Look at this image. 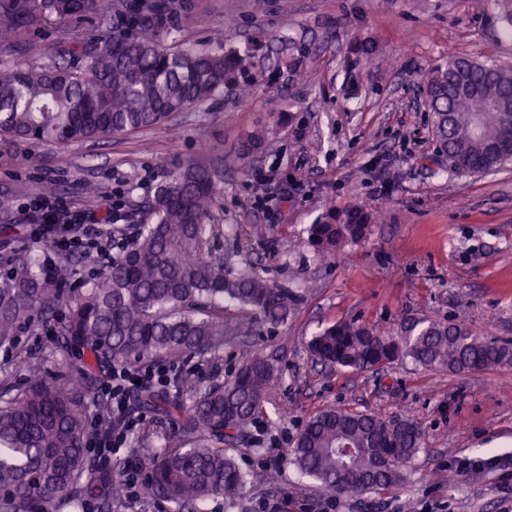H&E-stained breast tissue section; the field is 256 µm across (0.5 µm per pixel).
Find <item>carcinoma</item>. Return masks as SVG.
<instances>
[{
    "label": "carcinoma",
    "instance_id": "obj_1",
    "mask_svg": "<svg viewBox=\"0 0 512 512\" xmlns=\"http://www.w3.org/2000/svg\"><path fill=\"white\" fill-rule=\"evenodd\" d=\"M99 0H0V33L52 19L85 20ZM121 13L135 12L151 26L158 10L141 2L113 0ZM257 37L213 52L174 51L143 35L113 41L98 34L71 49L81 66L0 65V137L44 144L79 143L148 129L175 112L195 107L221 91L247 95L265 74ZM372 53L354 40L347 61ZM310 57L301 39H288L276 70L296 76ZM432 113V134L455 170L491 173L512 161V67L451 56L422 77ZM208 168L187 161L169 171L148 204L155 217L110 265L105 277L71 291L78 263L92 258L69 253L53 278L34 273L32 261L0 256L9 274L0 280V346L15 342L34 316L61 315L55 351L67 354L66 375L48 376V358L23 350L0 364V512H59L63 504L98 499L107 512L120 477L87 456L86 411L104 421L112 405L100 392L102 374L123 362L137 366L162 357H205L224 349L228 337L288 321L300 301L293 289L247 263L235 274L205 250L213 225L205 223L213 194ZM372 214L360 207L331 209L307 229L308 244L329 257L348 241L365 237ZM241 309L233 324L224 304ZM308 350L330 368L372 370L400 357L432 369L476 374L512 364V345L480 337L460 323L413 319L400 335L338 322L314 336ZM278 369L262 353L249 355L231 381L205 389L191 371L173 389L140 391L137 405L179 417L180 435L156 443L150 436L130 449L149 471L139 506L155 497L180 512H200L213 497L242 498L265 476L247 473L227 445L261 410ZM421 432L410 418L326 408L304 424L290 463L316 487L345 494L392 487L401 467L420 449Z\"/></svg>",
    "mask_w": 512,
    "mask_h": 512
}]
</instances>
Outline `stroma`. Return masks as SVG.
<instances>
[{
	"label": "stroma",
	"mask_w": 512,
	"mask_h": 512,
	"mask_svg": "<svg viewBox=\"0 0 512 512\" xmlns=\"http://www.w3.org/2000/svg\"><path fill=\"white\" fill-rule=\"evenodd\" d=\"M512 0H177L150 28L110 14L107 36L150 32L182 50L220 51L265 31L270 53L303 38L313 51L302 76L235 101L216 95L161 125L63 145L0 137V254L59 260L34 242L26 209L38 187L71 213L99 222L120 210L135 235L168 170L194 159L213 174L207 244L264 268L301 300L288 322L236 336L217 358L171 361L201 387L232 379L260 351L281 370L245 434L238 462L265 483L238 505L223 498L204 512H512V365L477 374L429 370L403 358L379 370L329 369L306 344L321 328L354 321L397 334L413 318L453 321L479 336L512 339V164L489 174L453 170L439 153L419 95L421 79L451 55L512 65ZM337 39H329L330 29ZM78 33L65 20L0 34V64L44 65ZM374 45L350 69L345 44ZM265 128L263 147L242 144ZM337 208L380 209L367 237L319 256L306 229ZM409 417L422 428L419 453L397 487L323 494L289 462L309 417L328 408ZM498 467L459 471L464 458Z\"/></svg>",
	"instance_id": "stroma-1"
}]
</instances>
